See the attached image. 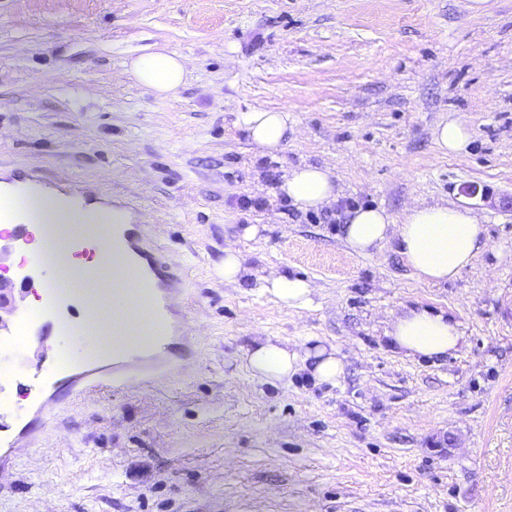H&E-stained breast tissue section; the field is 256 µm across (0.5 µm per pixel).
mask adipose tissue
<instances>
[{
  "label": "adipose tissue",
  "instance_id": "adipose-tissue-1",
  "mask_svg": "<svg viewBox=\"0 0 512 512\" xmlns=\"http://www.w3.org/2000/svg\"><path fill=\"white\" fill-rule=\"evenodd\" d=\"M130 72L143 86L168 97L184 83L187 60L174 51L149 52L132 61ZM237 123L250 142L267 153L283 149L288 142L286 112L254 107L239 113ZM280 191L307 210L323 209L338 198L330 173L312 165L294 168ZM64 210L62 197H29L23 218L40 227L38 249L49 250L50 238L72 230V223L64 219ZM342 232L346 246L358 254L394 241L413 272L431 284L458 278L475 262L482 245V229L476 218L469 210L448 203L412 204L398 221L385 209L358 207L348 211ZM260 286L284 307L306 309L312 304L313 287L301 277L276 272L263 277ZM385 335L397 352L431 360L447 357L463 341L455 320L418 306L396 315ZM246 362L262 381H283L306 372L314 381L333 383L344 374V362L336 350L319 346L301 351L268 339L256 340L246 353Z\"/></svg>",
  "mask_w": 512,
  "mask_h": 512
}]
</instances>
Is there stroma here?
I'll use <instances>...</instances> for the list:
<instances>
[{
  "instance_id": "1",
  "label": "stroma",
  "mask_w": 512,
  "mask_h": 512,
  "mask_svg": "<svg viewBox=\"0 0 512 512\" xmlns=\"http://www.w3.org/2000/svg\"><path fill=\"white\" fill-rule=\"evenodd\" d=\"M0 0V178L83 182L138 206L187 276L197 341L170 378L60 405L0 470V512H512V0ZM166 48L189 74L158 97L127 72ZM288 113L259 154L237 124ZM458 113L466 152L434 127ZM329 169L332 206L279 187ZM252 208L238 206L240 198ZM469 208L487 244L461 276L420 281L394 243L353 253L350 206L400 218ZM251 239L240 232L248 225ZM249 273L225 282L224 249ZM309 280L310 308L262 292ZM420 304L457 320L448 359L392 350L384 327ZM337 349V383L253 378L255 339Z\"/></svg>"
}]
</instances>
